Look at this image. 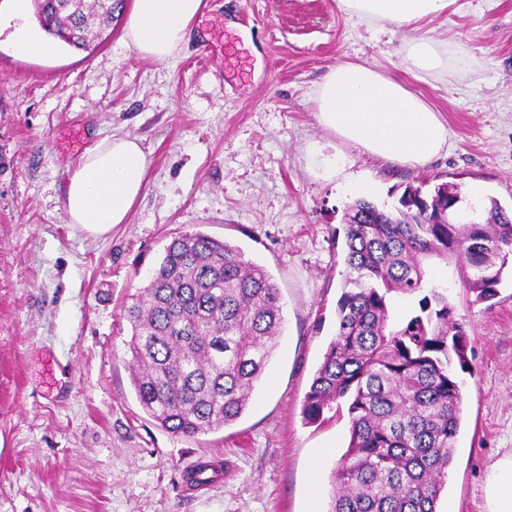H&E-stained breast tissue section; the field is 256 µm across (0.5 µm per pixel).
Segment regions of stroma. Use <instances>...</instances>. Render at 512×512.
I'll return each mask as SVG.
<instances>
[{"label": "stroma", "instance_id": "stroma-1", "mask_svg": "<svg viewBox=\"0 0 512 512\" xmlns=\"http://www.w3.org/2000/svg\"><path fill=\"white\" fill-rule=\"evenodd\" d=\"M196 38L167 64L124 21L93 49L48 36L0 0V512H325L349 419L302 405L335 334L344 211L373 187H454L512 210V0H455L433 37L442 73L415 79L413 31L361 24L338 0H203ZM41 43L23 55L13 32ZM339 62L371 65L441 113L448 145L393 164L320 126L314 97ZM138 138L150 161L130 221L93 238L61 209L93 140ZM336 168L328 177L312 154ZM239 247L278 285L284 331L243 415L194 438L158 426L135 396L124 308L174 236ZM469 334L463 426L438 512H484L488 465L512 448V280L478 302L458 264L431 261ZM209 481L187 483L196 464Z\"/></svg>", "mask_w": 512, "mask_h": 512}]
</instances>
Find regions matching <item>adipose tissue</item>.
<instances>
[{"label": "adipose tissue", "mask_w": 512, "mask_h": 512, "mask_svg": "<svg viewBox=\"0 0 512 512\" xmlns=\"http://www.w3.org/2000/svg\"><path fill=\"white\" fill-rule=\"evenodd\" d=\"M453 2L338 0L341 9L359 22L415 31L406 61L422 77L441 71L446 61L439 44L422 35L421 28L446 16ZM202 7V0H132L125 36L142 57L166 63L190 40ZM314 101L322 127L393 163L426 165L448 141V127L434 107L366 64H336ZM148 167L137 138L112 135L98 140L70 171L61 201L69 223L92 237L128 223L145 190ZM484 500L485 512H512V450L488 466Z\"/></svg>", "instance_id": "obj_1"}]
</instances>
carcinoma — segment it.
<instances>
[{
	"label": "carcinoma",
	"instance_id": "carcinoma-1",
	"mask_svg": "<svg viewBox=\"0 0 512 512\" xmlns=\"http://www.w3.org/2000/svg\"><path fill=\"white\" fill-rule=\"evenodd\" d=\"M41 29L88 50L125 0H33ZM448 184L407 188L384 210L362 197L344 214L346 274L336 334L303 401L305 420L347 407L350 440L327 512H437L462 421L469 336L428 261L472 270L475 301L498 294L512 255V215L491 198L481 224H441ZM419 296L402 320L397 296ZM132 385L168 432L195 437L236 421L274 351L279 288L261 265L203 232L174 238L148 285L125 308Z\"/></svg>",
	"mask_w": 512,
	"mask_h": 512
}]
</instances>
